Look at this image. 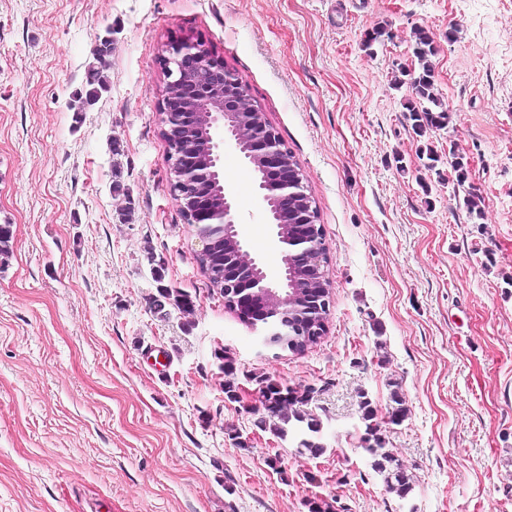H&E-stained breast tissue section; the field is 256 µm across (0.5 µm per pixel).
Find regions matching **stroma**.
Wrapping results in <instances>:
<instances>
[{
  "label": "stroma",
  "instance_id": "stroma-1",
  "mask_svg": "<svg viewBox=\"0 0 512 512\" xmlns=\"http://www.w3.org/2000/svg\"><path fill=\"white\" fill-rule=\"evenodd\" d=\"M418 27L449 111L421 136L404 109ZM187 37L243 80L316 203L330 314L305 352L265 347L199 270L158 107ZM95 64L108 90L76 112ZM223 175L276 271L234 149ZM1 224L0 512H512V0H0ZM157 268L192 315L156 311ZM253 374L313 388L321 455L259 428ZM396 391L404 498L362 449L361 397L384 416Z\"/></svg>",
  "mask_w": 512,
  "mask_h": 512
}]
</instances>
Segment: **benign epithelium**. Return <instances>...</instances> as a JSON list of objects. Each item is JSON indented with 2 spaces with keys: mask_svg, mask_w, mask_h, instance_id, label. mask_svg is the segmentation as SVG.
<instances>
[{
  "mask_svg": "<svg viewBox=\"0 0 512 512\" xmlns=\"http://www.w3.org/2000/svg\"><path fill=\"white\" fill-rule=\"evenodd\" d=\"M162 75L163 138L170 141L172 132L183 126L196 134L195 145L169 171L185 220L195 225L202 243L199 254L210 250L204 224L224 225V251L247 253L235 204L220 187L223 146L228 142L253 172L255 189L275 227L283 264L278 279H271L255 258L244 266L224 263V305L238 312L267 346L266 337L288 335V314L303 302V288L321 262L316 251L325 246L318 218L288 221L301 200L310 198L302 171L265 114L243 91V81L211 49L190 39L168 45ZM321 288L322 311L312 330L316 337L326 334L330 307L327 284L321 283Z\"/></svg>",
  "mask_w": 512,
  "mask_h": 512,
  "instance_id": "1",
  "label": "benign epithelium"
}]
</instances>
